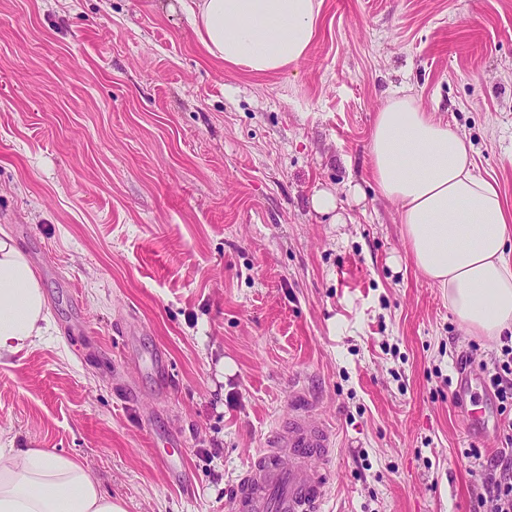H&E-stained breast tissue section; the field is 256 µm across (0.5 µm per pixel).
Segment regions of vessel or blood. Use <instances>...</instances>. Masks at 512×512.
<instances>
[{
	"label": "vessel or blood",
	"mask_w": 512,
	"mask_h": 512,
	"mask_svg": "<svg viewBox=\"0 0 512 512\" xmlns=\"http://www.w3.org/2000/svg\"><path fill=\"white\" fill-rule=\"evenodd\" d=\"M337 436L314 402L294 392L286 420L243 471L229 512H321L330 492Z\"/></svg>",
	"instance_id": "obj_1"
}]
</instances>
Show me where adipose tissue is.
<instances>
[{"label": "adipose tissue", "mask_w": 512, "mask_h": 512, "mask_svg": "<svg viewBox=\"0 0 512 512\" xmlns=\"http://www.w3.org/2000/svg\"><path fill=\"white\" fill-rule=\"evenodd\" d=\"M206 54L257 76L299 64L323 0H179ZM473 147L407 94L377 112L372 180L392 202L416 270L440 288L462 327L492 340L512 331V216L496 185L475 174ZM50 327L30 260L0 238V360ZM0 512H126L92 470L47 448H0Z\"/></svg>", "instance_id": "ef3b65f1"}]
</instances>
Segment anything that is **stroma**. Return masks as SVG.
<instances>
[{
  "mask_svg": "<svg viewBox=\"0 0 512 512\" xmlns=\"http://www.w3.org/2000/svg\"><path fill=\"white\" fill-rule=\"evenodd\" d=\"M400 90L512 211V0H324L307 58L265 77L207 56L178 0H0V229L52 317L0 361V448L80 459L127 512H225L299 385L338 433L325 512H475L468 451L501 450L500 416L459 362L500 344L373 186ZM339 202L337 193L330 190L317 191L311 198L312 208L319 214H332V223L335 224L343 223L342 215L337 213Z\"/></svg>",
  "mask_w": 512,
  "mask_h": 512,
  "instance_id": "1",
  "label": "stroma"
}]
</instances>
